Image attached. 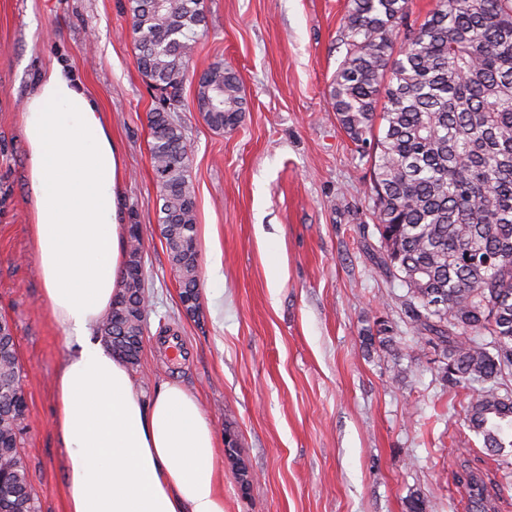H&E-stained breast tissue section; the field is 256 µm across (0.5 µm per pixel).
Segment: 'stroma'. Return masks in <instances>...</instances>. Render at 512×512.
Listing matches in <instances>:
<instances>
[{
	"instance_id": "stroma-1",
	"label": "stroma",
	"mask_w": 512,
	"mask_h": 512,
	"mask_svg": "<svg viewBox=\"0 0 512 512\" xmlns=\"http://www.w3.org/2000/svg\"><path fill=\"white\" fill-rule=\"evenodd\" d=\"M126 0H0V316L13 326L27 398L23 456L40 512H65V453L53 379L69 351L41 294L21 136L39 70L62 64L98 101L125 167L126 221L141 225L153 294L140 361L145 393H196L216 436L224 512H469L464 467L499 484L512 512V448L487 452L464 423L473 391L440 381L431 349L391 360L365 336L376 319L410 342L403 288L364 246L370 167L336 121L329 84L345 52L348 0H204L208 31L189 63L177 117L197 204L199 317L158 230L148 114ZM223 61L243 112L217 132L196 108L199 75ZM189 358L171 366L166 328ZM252 481L241 488L238 475Z\"/></svg>"
}]
</instances>
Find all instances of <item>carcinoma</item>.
Returning <instances> with one entry per match:
<instances>
[{
  "label": "carcinoma",
  "instance_id": "carcinoma-1",
  "mask_svg": "<svg viewBox=\"0 0 512 512\" xmlns=\"http://www.w3.org/2000/svg\"><path fill=\"white\" fill-rule=\"evenodd\" d=\"M136 62L157 93L149 113L150 158L158 187V226L180 302L199 298L196 202L190 152L175 112L188 63L206 34L203 0H128ZM409 0H350L345 54L329 95L336 119L369 158L379 248L375 265L406 289L414 344L376 321L386 353L411 356L421 344L441 351L438 373L453 387L479 385L465 410L484 448H512V0H434L409 26ZM197 107L215 131L237 125V75L212 63L197 83ZM143 238L129 228L124 290L100 326L131 333L152 300L139 289ZM0 336V512H39L21 454V410L2 395L21 378L7 320ZM463 487L478 512H495L483 475Z\"/></svg>",
  "mask_w": 512,
  "mask_h": 512
}]
</instances>
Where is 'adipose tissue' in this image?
Segmentation results:
<instances>
[{"label": "adipose tissue", "mask_w": 512, "mask_h": 512, "mask_svg": "<svg viewBox=\"0 0 512 512\" xmlns=\"http://www.w3.org/2000/svg\"><path fill=\"white\" fill-rule=\"evenodd\" d=\"M22 137L43 299L73 340L53 381L66 512H224L199 398L170 383L145 395L96 336L122 289L128 237L122 152L97 100L63 66L43 70Z\"/></svg>", "instance_id": "1"}]
</instances>
